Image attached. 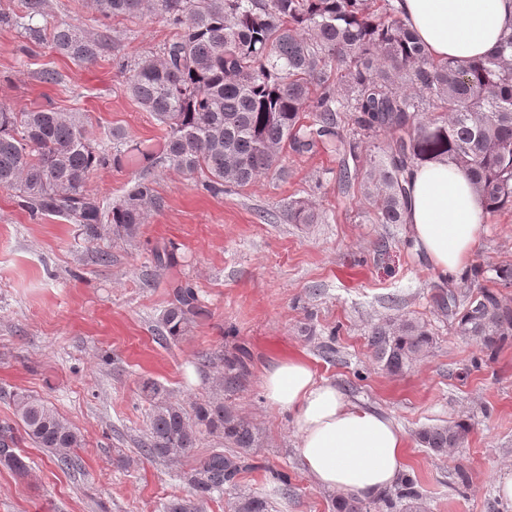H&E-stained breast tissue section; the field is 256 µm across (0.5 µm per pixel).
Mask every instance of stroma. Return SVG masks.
Here are the masks:
<instances>
[{"label": "stroma", "mask_w": 512, "mask_h": 512, "mask_svg": "<svg viewBox=\"0 0 512 512\" xmlns=\"http://www.w3.org/2000/svg\"><path fill=\"white\" fill-rule=\"evenodd\" d=\"M49 24L106 32L118 53L75 65L49 40L35 41L0 24V103L78 111L91 137L123 130L128 145L160 153L162 132L128 94L120 62L159 48L174 31L158 17L113 20L101 29L92 0H46ZM52 69L56 83L42 82ZM287 177L269 174L208 192L158 161L100 167L87 186L103 203L120 199L148 170L163 199L132 241L111 235L85 242L61 216L31 218L12 191L0 188V421L26 392L53 404L83 446L70 470L32 442L19 444L27 478L0 467V512H162L189 487L191 459L143 457L149 405L143 382L164 386L191 405L224 400L263 432L254 470L240 490L267 497L271 512H336V496L303 471L287 413L262 395L261 373L273 358L305 357L345 396L392 416L407 435V473L428 512H512L498 498L497 468L512 465V340L487 357L438 314L433 296L444 282L415 255L404 224L369 223L357 189L340 188L339 159L325 148L287 154ZM312 201L324 218L291 224L294 199ZM175 261L159 266L154 249ZM111 256L101 262L100 253ZM474 263H512V211L488 217ZM196 290L202 313L180 341L162 343L158 320L181 283ZM396 318L424 323L433 343L399 374L378 363L368 340ZM248 353L249 376L237 392L218 386L226 350ZM212 358L201 366V355ZM469 423L464 442L436 455L419 429ZM289 476L281 488L272 475Z\"/></svg>", "instance_id": "35a3bbf8"}]
</instances>
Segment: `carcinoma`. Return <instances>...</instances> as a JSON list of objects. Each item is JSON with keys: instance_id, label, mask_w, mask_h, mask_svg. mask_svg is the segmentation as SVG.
Instances as JSON below:
<instances>
[{"instance_id": "carcinoma-1", "label": "carcinoma", "mask_w": 512, "mask_h": 512, "mask_svg": "<svg viewBox=\"0 0 512 512\" xmlns=\"http://www.w3.org/2000/svg\"><path fill=\"white\" fill-rule=\"evenodd\" d=\"M104 18L160 16L177 29L157 52L120 65L129 95L164 127L161 160L189 177L201 175L213 194L224 186H245L284 171V151L329 147L341 158L339 185L359 190L374 224L405 222L408 174L423 161L446 160L470 176L486 212L512 210V34L478 61H435L399 15L393 0H94ZM45 0H21L18 13H0V23L41 36L47 27ZM50 42L77 65L95 62L109 49L106 35L67 23L50 29ZM351 133L340 130L342 116ZM124 136L112 146L93 140L79 112L53 108L17 111L0 105V188L13 191L33 216H65L80 225L88 241L109 227L132 241L147 214L161 207L147 174L120 203L104 209L87 188L97 167L129 156ZM371 148L367 165L350 169L347 157ZM288 222L316 224L320 214L308 201L288 203ZM487 272L512 288V263L472 268L473 277L433 296L436 309L456 333L479 343L494 357L512 337V299L499 291L470 290L472 278ZM201 311L190 285L174 290L164 310L161 335L176 342ZM432 344L426 326L396 319L375 327L370 346L390 373L409 368ZM221 387L240 389L248 367L244 351L224 353ZM142 395L150 405L149 428L140 453L179 462L191 456L203 435L233 449L214 448L181 474L190 487L163 512H204L224 491H235L229 512H269L267 499L237 491L240 475L252 467L259 429L220 400L193 407L168 399L155 382ZM14 419L0 422V466L20 477L29 466L18 444L30 440L61 466H76L81 434L46 400L13 395ZM469 425H432L418 441L441 455L464 442ZM401 512H427L411 477L396 498L384 503Z\"/></svg>"}]
</instances>
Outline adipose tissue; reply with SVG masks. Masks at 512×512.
I'll return each mask as SVG.
<instances>
[{
	"label": "adipose tissue",
	"mask_w": 512,
	"mask_h": 512,
	"mask_svg": "<svg viewBox=\"0 0 512 512\" xmlns=\"http://www.w3.org/2000/svg\"><path fill=\"white\" fill-rule=\"evenodd\" d=\"M426 53L473 61L492 53L512 31V0H395ZM405 222L416 252L442 278L473 259L486 210L468 176L447 162H428L409 177ZM267 402L287 412L306 473L341 497L376 500L404 477L407 436L397 421L348 400L300 356L262 369Z\"/></svg>",
	"instance_id": "obj_1"
}]
</instances>
